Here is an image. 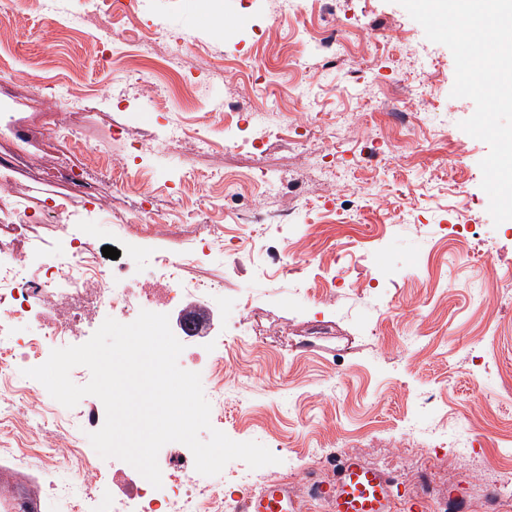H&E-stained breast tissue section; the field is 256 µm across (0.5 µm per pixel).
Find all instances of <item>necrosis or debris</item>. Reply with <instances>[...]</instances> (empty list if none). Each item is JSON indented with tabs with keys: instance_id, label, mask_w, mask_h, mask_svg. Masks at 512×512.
I'll use <instances>...</instances> for the list:
<instances>
[{
	"instance_id": "necrosis-or-debris-1",
	"label": "necrosis or debris",
	"mask_w": 512,
	"mask_h": 512,
	"mask_svg": "<svg viewBox=\"0 0 512 512\" xmlns=\"http://www.w3.org/2000/svg\"><path fill=\"white\" fill-rule=\"evenodd\" d=\"M32 224V211L19 196L0 217V424L10 430L8 436H0V454L17 461L0 480V512H33L34 500L26 493L27 467L33 460L43 467L66 465L77 474V482L52 483L46 492L72 497L82 512H237L235 501L201 478L185 448L169 449L161 462L164 489L154 488L132 468L111 497L93 495V488L110 473L109 462L82 455L76 433L97 429L98 407L83 403L72 421L52 425L55 409L49 393L22 374L40 363L41 348L80 336L101 308L121 318L147 303L152 293L163 298L172 332L183 333L185 313H203L205 323L199 332L183 335L190 343L208 340L217 312L211 300L221 293V283L184 281L181 261L159 254L143 287L121 288L117 282L127 274V264L105 265L91 242L79 243L36 269L28 261ZM31 319L39 321V335L14 333V325ZM481 481L486 512H512V449L497 467L482 472Z\"/></svg>"
}]
</instances>
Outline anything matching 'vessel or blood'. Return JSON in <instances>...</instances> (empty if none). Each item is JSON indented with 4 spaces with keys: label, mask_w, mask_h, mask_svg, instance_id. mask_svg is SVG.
I'll return each mask as SVG.
<instances>
[{
    "label": "vessel or blood",
    "mask_w": 512,
    "mask_h": 512,
    "mask_svg": "<svg viewBox=\"0 0 512 512\" xmlns=\"http://www.w3.org/2000/svg\"><path fill=\"white\" fill-rule=\"evenodd\" d=\"M311 496L331 497L332 512H422L421 500L407 501L404 510H397L394 489L385 475L358 462L344 466L339 487L313 484ZM243 512H302V507L287 483L277 481L249 494Z\"/></svg>",
    "instance_id": "1"
}]
</instances>
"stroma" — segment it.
Wrapping results in <instances>:
<instances>
[{
    "instance_id": "1",
    "label": "stroma",
    "mask_w": 512,
    "mask_h": 512,
    "mask_svg": "<svg viewBox=\"0 0 512 512\" xmlns=\"http://www.w3.org/2000/svg\"><path fill=\"white\" fill-rule=\"evenodd\" d=\"M294 4L287 12L282 0H138L106 57L91 34L66 25L88 13L89 0H62L52 15L16 0L0 46L14 82L35 94L7 117L27 138L28 163L11 192L35 210L38 244L52 257L62 246L51 227L55 199L85 205L39 175L83 161L53 134L47 105L66 88L88 94L74 129L141 178L74 234L103 247L125 231L143 263L205 233L237 251L231 261L213 251L184 272L224 285L222 327L178 360L206 390L204 356L234 362L223 432L284 445L293 464L265 466L268 474L287 477L288 467L306 468L311 449L328 448L393 477L426 512H485L475 471L497 450L473 437L512 436V306L494 298L498 279L512 274V220L494 224L487 211L479 163L489 147L460 127L475 105L451 97L450 50L396 0H336L332 18L317 0ZM336 20L345 25L339 62L325 70L316 33ZM157 27L183 47L180 75L165 69L173 44L149 37ZM238 100L244 111L225 110ZM303 112L316 117L310 134L267 137ZM179 120L204 131L210 148L189 138L160 150L158 137ZM270 178L293 180L294 192L269 190ZM248 206L270 217L259 251L305 262L260 276L258 251L240 245L253 231L240 219ZM479 242L490 259L474 255ZM478 352L491 368L476 384ZM428 393L422 432L454 418L470 434L450 448L411 439L401 458L410 403Z\"/></svg>"
}]
</instances>
